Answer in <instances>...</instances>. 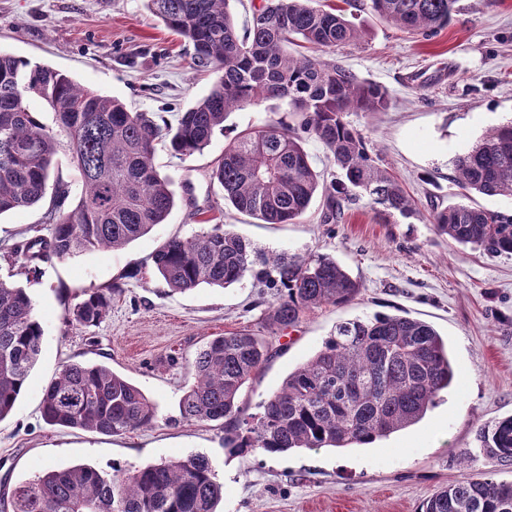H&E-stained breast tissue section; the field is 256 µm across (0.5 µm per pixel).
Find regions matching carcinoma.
Here are the masks:
<instances>
[{
  "label": "carcinoma",
  "mask_w": 512,
  "mask_h": 512,
  "mask_svg": "<svg viewBox=\"0 0 512 512\" xmlns=\"http://www.w3.org/2000/svg\"><path fill=\"white\" fill-rule=\"evenodd\" d=\"M229 2L147 0L154 16L193 44L198 67L221 72L174 125L162 127L149 112H133L52 68L0 52V215L40 203L55 178L56 200L46 215L50 237L36 236L23 246L28 271L37 272L32 263L51 256L121 248L164 223L175 195L155 165L157 146L179 156L201 153L230 111L263 100L286 103L297 126L271 119L224 146L212 179L237 211L266 224H288L320 192L327 221L364 196L385 220L419 215L398 179L375 164L364 137L344 120L350 111L385 109L386 91L319 57L288 53L297 38L321 51L356 41L361 31L355 24L334 8L312 6L313 0H260L240 32ZM456 2L371 0V9L408 34L427 35L448 26ZM32 97L47 103L54 126L31 111ZM306 137L326 147L340 172L328 187H320ZM64 148L81 183L79 200L67 211L61 203L69 185L56 171ZM453 166L463 196L512 198V123L489 130ZM430 220L460 245L512 255V213L458 202L432 209ZM152 262L176 292L203 284L226 288L254 274L276 291L265 316L276 331L323 305H348L362 288L329 255L260 254L222 224L169 239ZM111 305L112 289L97 291L73 309L72 318L94 326ZM42 336L25 289L0 280V421L26 387ZM269 357L268 340L246 330L210 340L193 360L194 382L179 402L182 418L222 422L224 447L237 454L366 446L420 422L454 380L448 343L432 325L400 315L356 317L336 325L250 421L242 417L239 398ZM41 412L51 426L112 436L156 419L154 403L105 363L66 365L44 389ZM477 440L490 459L511 462L512 416L481 428ZM8 496L12 512H216L224 484L206 457L192 455L128 474L87 464L50 468ZM420 512H512V483L462 477L425 499Z\"/></svg>",
  "instance_id": "carcinoma-1"
}]
</instances>
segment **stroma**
Returning a JSON list of instances; mask_svg holds the SVG:
<instances>
[{
    "instance_id": "35a3bbf8",
    "label": "stroma",
    "mask_w": 512,
    "mask_h": 512,
    "mask_svg": "<svg viewBox=\"0 0 512 512\" xmlns=\"http://www.w3.org/2000/svg\"><path fill=\"white\" fill-rule=\"evenodd\" d=\"M344 8L363 37L327 57L382 87L390 101L385 111L344 119L403 184L420 216L386 222L364 198L328 222L319 194L296 221L266 224L225 203L211 170L240 131L275 113L287 118V105L275 109L267 101L231 113L203 153L178 159L159 150L176 205L165 223L123 248L54 258L28 279L16 248L48 235L44 216L54 195L0 215V278L26 289L43 329L26 389L0 421V512H11L7 494L16 484L52 467L132 471L197 454L224 485L219 512H418L464 474L512 482V465L491 460L476 439L481 426L512 416V256L456 244L425 218L433 207L461 200L454 159L512 121V0H458L448 26L430 37L380 20L370 0ZM0 52L61 71L130 110L153 113L160 124L175 122L218 78L196 66L192 44L168 30L146 0H0ZM213 215L260 252L335 257L360 281V294L274 334L265 325L272 292L252 276L226 288L171 291L154 274L151 255L169 238L203 231ZM104 288L114 294L102 322L71 323L74 307ZM374 313L427 322L448 341L456 381L418 424L363 448L233 454L220 423L181 417L192 362L212 337L248 330L271 339L268 361L240 398L251 414L322 348L337 323ZM74 361L124 374L155 403L153 425L108 436L46 424L43 391Z\"/></svg>"
}]
</instances>
